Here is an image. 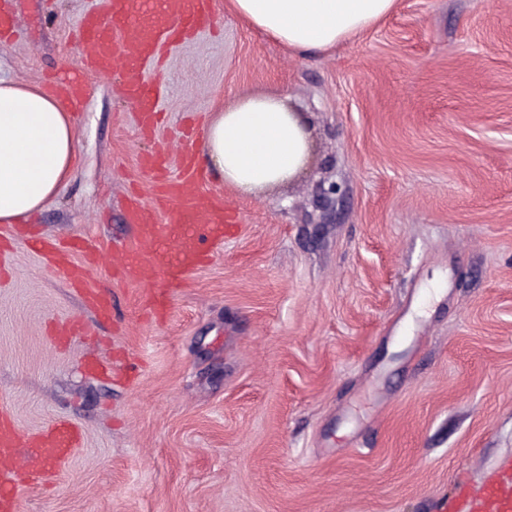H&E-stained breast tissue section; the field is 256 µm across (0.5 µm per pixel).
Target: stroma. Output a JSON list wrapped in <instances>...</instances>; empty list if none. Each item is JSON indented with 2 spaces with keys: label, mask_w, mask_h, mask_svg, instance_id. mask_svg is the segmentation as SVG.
<instances>
[{
  "label": "stroma",
  "mask_w": 512,
  "mask_h": 512,
  "mask_svg": "<svg viewBox=\"0 0 512 512\" xmlns=\"http://www.w3.org/2000/svg\"><path fill=\"white\" fill-rule=\"evenodd\" d=\"M112 0H12L0 78L77 71L82 15ZM217 24L164 48L152 138L116 76L91 75L74 116L72 178L32 217L94 238L113 322L24 244L0 286V407L22 431L82 432L18 512H431L459 480L512 456V0H397L381 23L303 59L214 0ZM277 93L310 126L306 168L252 196L214 259L173 288L166 319L114 280L134 236L124 194L154 184L149 150L177 154L188 118ZM342 188L331 209L320 180ZM80 320L95 346L59 349ZM111 365L85 374L88 349Z\"/></svg>",
  "instance_id": "35a3bbf8"
}]
</instances>
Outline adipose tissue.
Here are the masks:
<instances>
[{
	"mask_svg": "<svg viewBox=\"0 0 512 512\" xmlns=\"http://www.w3.org/2000/svg\"><path fill=\"white\" fill-rule=\"evenodd\" d=\"M396 0H226L225 7L303 58L383 21ZM70 113L32 83L0 78V223L17 224L66 185L75 151ZM301 117L272 93L239 97L212 113L203 155L217 178L244 194L278 187L305 165Z\"/></svg>",
	"mask_w": 512,
	"mask_h": 512,
	"instance_id": "adipose-tissue-1",
	"label": "adipose tissue"
}]
</instances>
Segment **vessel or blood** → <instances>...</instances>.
Returning a JSON list of instances; mask_svg holds the SVG:
<instances>
[{
    "label": "vessel or blood",
    "mask_w": 512,
    "mask_h": 512,
    "mask_svg": "<svg viewBox=\"0 0 512 512\" xmlns=\"http://www.w3.org/2000/svg\"><path fill=\"white\" fill-rule=\"evenodd\" d=\"M214 19L213 0H112L111 13L91 10L78 24L84 48L82 67L100 76L118 75L125 97L137 106L139 127L152 130L159 121L161 91L148 80L147 66L167 44L193 35ZM54 92L74 111L87 98V86L77 77L56 80ZM196 140L195 131H186L173 167L164 154L145 155L141 165L155 175L156 201L147 206L139 195L128 199L127 220L137 234L116 259L115 276L154 285V292L142 299L152 314L164 311L165 289L185 283L205 266L212 246L222 243L231 224L238 221L237 213L207 188V178L197 163ZM163 212L171 214L169 223H160ZM38 249L99 318H112L114 293L90 284V274L100 261L92 245L42 240ZM80 444L79 429L68 421L25 434L11 414L0 408V512H17L18 481L43 478L48 464L65 462ZM435 512H512V458L501 461L477 489L438 501Z\"/></svg>",
    "instance_id": "obj_1"
}]
</instances>
